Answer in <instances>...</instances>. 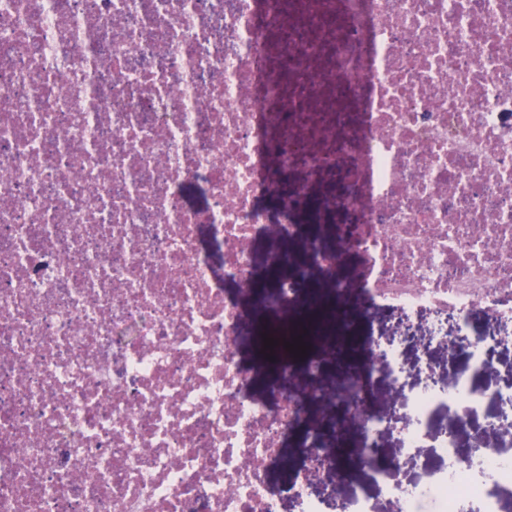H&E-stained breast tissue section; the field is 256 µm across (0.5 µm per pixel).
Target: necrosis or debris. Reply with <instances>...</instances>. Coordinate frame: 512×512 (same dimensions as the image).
<instances>
[{
  "label": "necrosis or debris",
  "instance_id": "1",
  "mask_svg": "<svg viewBox=\"0 0 512 512\" xmlns=\"http://www.w3.org/2000/svg\"><path fill=\"white\" fill-rule=\"evenodd\" d=\"M274 166L306 175L272 215ZM335 182L321 205L354 221L316 258L353 271L285 333L351 335V294L440 347L456 323L465 365L445 383L421 365L397 418L368 386L404 375L393 340L368 337L333 398L365 439L441 460L413 481L376 467L390 512H496L512 389L474 381L512 336L470 317L512 325V0H0V512H280L298 405L248 396L224 283ZM328 466L346 484L339 454L304 458L294 512H327Z\"/></svg>",
  "mask_w": 512,
  "mask_h": 512
}]
</instances>
